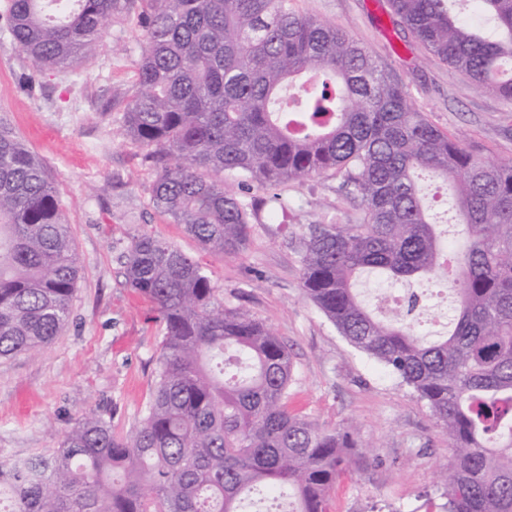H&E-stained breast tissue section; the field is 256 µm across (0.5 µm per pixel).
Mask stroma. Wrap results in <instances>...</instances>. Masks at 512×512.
Wrapping results in <instances>:
<instances>
[{
    "instance_id": "35a3bbf8",
    "label": "stroma",
    "mask_w": 512,
    "mask_h": 512,
    "mask_svg": "<svg viewBox=\"0 0 512 512\" xmlns=\"http://www.w3.org/2000/svg\"><path fill=\"white\" fill-rule=\"evenodd\" d=\"M367 2L291 6L361 42L439 129L489 159L512 158V112L429 54L388 0L377 13ZM144 10L142 0H125L97 54L75 68L36 70L0 36V119L58 186L80 265L69 319L48 348L0 360V455L50 454L88 411L111 419L119 433L137 423L154 389L163 326L152 302L128 286L124 251L132 237L149 233L198 261L225 306L262 321L288 345L290 410L328 430L356 424L362 441L377 446L379 462L336 485L331 512H371L376 504L421 512L451 454L447 439L426 403L348 343L302 290L299 234L336 219L359 223V201L340 191L332 173L252 187L249 197L276 193L288 202L289 228L262 219L252 224L246 249L224 257L158 212L150 201L155 172L123 119L136 92Z\"/></svg>"
}]
</instances>
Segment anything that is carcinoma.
I'll use <instances>...</instances> for the list:
<instances>
[{
  "mask_svg": "<svg viewBox=\"0 0 512 512\" xmlns=\"http://www.w3.org/2000/svg\"><path fill=\"white\" fill-rule=\"evenodd\" d=\"M137 90L123 118L156 174L151 202L206 251L235 255L259 211L224 174L262 187L333 172L359 224H310L305 296L354 348L425 401L452 454L444 502L424 512H512V159L489 161L434 126L358 40L289 0H144ZM432 53L512 108V0H391ZM121 0H10L5 32L37 69L92 56ZM454 190L457 250L442 244L424 181ZM128 285L164 324L155 390L126 434L83 415L48 456L0 457V512H242L292 498L329 512L340 478L370 460L359 430H326L288 409L294 363L265 324L224 306L199 262L144 233ZM450 282L452 328L418 333L373 315L357 284ZM80 278L70 226L43 162L0 120V359L47 348Z\"/></svg>",
  "mask_w": 512,
  "mask_h": 512,
  "instance_id": "cac0c4a2",
  "label": "carcinoma"
}]
</instances>
